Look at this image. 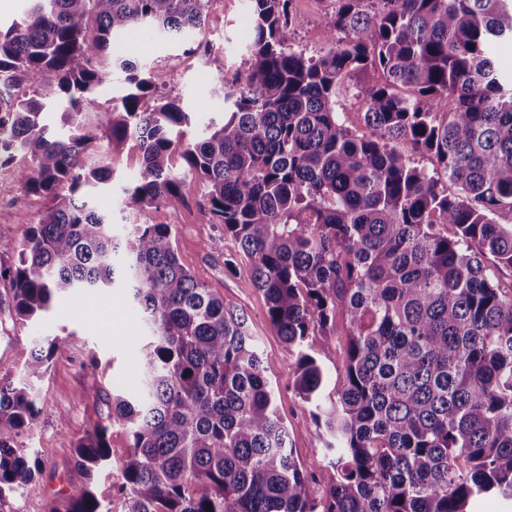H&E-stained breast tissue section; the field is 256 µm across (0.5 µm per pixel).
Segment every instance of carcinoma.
I'll use <instances>...</instances> for the list:
<instances>
[{
	"instance_id": "obj_1",
	"label": "carcinoma",
	"mask_w": 512,
	"mask_h": 512,
	"mask_svg": "<svg viewBox=\"0 0 512 512\" xmlns=\"http://www.w3.org/2000/svg\"><path fill=\"white\" fill-rule=\"evenodd\" d=\"M0 31V168L50 203L26 232L10 281L15 322L54 298L115 285L150 336L141 382L75 446L86 476L108 461L113 425L130 450L121 512H467L512 500V78L491 47L512 39V0H337L331 47L288 44L293 0H250L249 62L224 71V118L197 127L153 69L120 59L139 29L188 52L213 0H30ZM120 68L107 112L86 104ZM369 134L340 123L342 79ZM448 99V110L438 109ZM60 105L61 130L44 121ZM100 140L99 151L89 144ZM140 152L124 208L163 206L167 224L122 234L87 198L106 184L104 154ZM433 158L416 164L398 144ZM250 265L269 323L295 358L294 388L327 438L322 493L295 459L256 337L237 304L213 294L173 245L190 183ZM454 228L448 235L444 230ZM343 318L344 373L330 382L310 337ZM65 339L21 350L0 376V512L41 471L18 437L40 413L42 380ZM89 485L49 512H103ZM469 512H512V500L500 496L481 495L468 506Z\"/></svg>"
}]
</instances>
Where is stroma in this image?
<instances>
[{
	"label": "stroma",
	"instance_id": "obj_1",
	"mask_svg": "<svg viewBox=\"0 0 512 512\" xmlns=\"http://www.w3.org/2000/svg\"><path fill=\"white\" fill-rule=\"evenodd\" d=\"M293 8L301 23L289 28V42L305 56L321 55L330 44L328 21L336 0H293ZM250 19L249 0H214L199 35L200 41L213 45L210 57L183 53L180 42L155 39L138 30L125 38L127 57L154 66L166 79L167 93L193 112L199 123L218 121L224 110V93L215 75L223 73L233 82L245 73ZM138 161L139 150L134 144L114 152L112 181L107 189L96 193L94 204L119 225L168 223L169 213L163 208L139 213L121 208V189ZM46 209L44 199L19 190L12 168H0V265L7 267L16 261L27 221L41 219ZM175 245L182 263L200 281L233 299L246 313L274 385L276 403L288 425L289 446L301 468L315 478L317 489H324L330 472L327 455L307 406L295 392L294 359L269 324L262 295L244 286L248 265L225 268L224 256L232 244L211 224L198 187H190L186 194ZM128 295L126 289L108 288L64 297L40 321L21 326L14 319L10 284L0 278V365L6 371L18 374V351L31 339L59 336L65 340L39 384L42 411L19 437L21 447L37 456L42 467L40 474L14 495L15 512H46L54 499L80 493L90 484L104 504L119 512L118 464L131 444L127 431L112 427V462L94 477H86L76 467L74 454L77 440L91 424L112 411L106 399H87L88 388L95 385L109 392L139 384L137 352L144 326Z\"/></svg>",
	"mask_w": 512,
	"mask_h": 512
}]
</instances>
